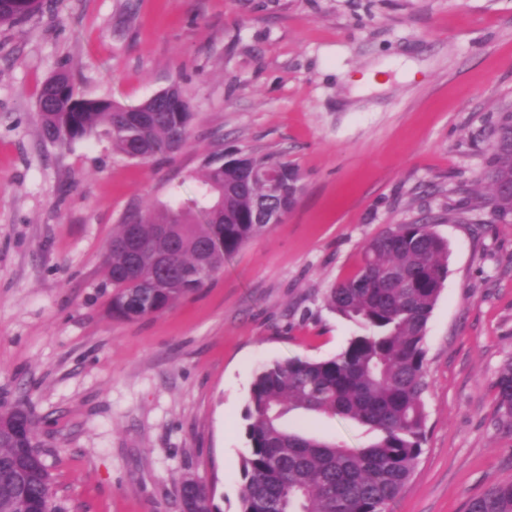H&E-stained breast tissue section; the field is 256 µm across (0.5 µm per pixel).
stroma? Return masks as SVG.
I'll use <instances>...</instances> for the list:
<instances>
[{
    "mask_svg": "<svg viewBox=\"0 0 512 512\" xmlns=\"http://www.w3.org/2000/svg\"><path fill=\"white\" fill-rule=\"evenodd\" d=\"M138 105L178 85L179 151L139 162L105 131L59 144L37 95L58 70ZM512 110V0H42L0 25V404L38 424L60 512H178L187 475L239 512L256 370L342 352L329 289L390 226L428 216L448 274L427 327L426 441L390 512H463L512 480L494 381L512 358V223L448 220ZM275 153L303 189L281 223L174 307L112 318L103 252L130 214L197 196L216 150ZM349 446L366 427L289 416Z\"/></svg>",
    "mask_w": 512,
    "mask_h": 512,
    "instance_id": "1",
    "label": "stroma"
}]
</instances>
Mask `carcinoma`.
<instances>
[{
  "label": "carcinoma",
  "mask_w": 512,
  "mask_h": 512,
  "mask_svg": "<svg viewBox=\"0 0 512 512\" xmlns=\"http://www.w3.org/2000/svg\"><path fill=\"white\" fill-rule=\"evenodd\" d=\"M41 0H0V25L40 12ZM43 133L57 143L84 139L103 127L112 147L148 161L181 149L192 112L178 86L137 106L78 93L61 71L38 93ZM492 151L465 206L448 222L488 211L512 222V111L490 130ZM266 172L277 190L258 176ZM200 196L130 216L112 236L102 262L112 288V317L133 321L161 313L207 287L237 253L269 225L261 206L288 213L302 192L299 169L272 154L238 151L224 161L211 152L199 175ZM135 233L158 262L135 265L126 245ZM448 273V242L430 222L397 224L371 239L363 263L326 296L327 305L364 333L333 358L275 361L260 367L243 413L240 512H386L409 483L425 441L428 320ZM497 408L512 426V359L496 377ZM292 411L341 417L368 428L374 440L349 447L300 428ZM12 436L0 428V512H55L50 475L38 467L19 490ZM192 512H221L214 491L200 485ZM466 512H512V480L470 498Z\"/></svg>",
  "instance_id": "cac0c4a2"
}]
</instances>
